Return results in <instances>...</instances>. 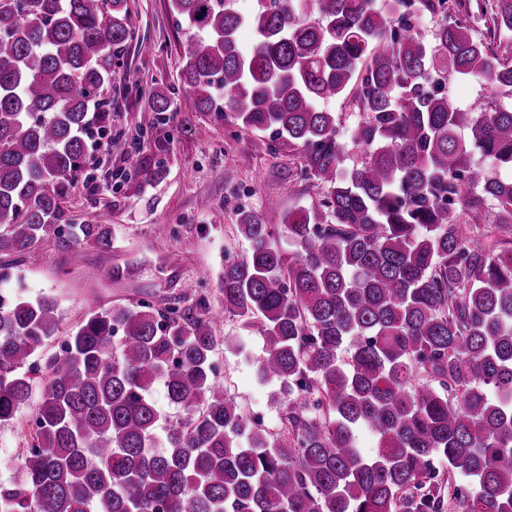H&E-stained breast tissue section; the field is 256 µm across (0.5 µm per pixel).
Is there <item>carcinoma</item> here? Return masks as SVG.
<instances>
[{"label":"carcinoma","mask_w":512,"mask_h":512,"mask_svg":"<svg viewBox=\"0 0 512 512\" xmlns=\"http://www.w3.org/2000/svg\"><path fill=\"white\" fill-rule=\"evenodd\" d=\"M170 2L197 111L270 133L315 199L282 215L289 253L239 212L250 251L224 263L221 310L189 281L184 308L89 311L35 403L32 359L61 313L1 295L0 424L32 405L35 428L0 512H512V51L448 18V0H417L440 16L428 42L393 28L406 0H257L250 15ZM472 8L512 32V0ZM132 37L127 0H0V254L20 260L49 237L111 247L104 224H59V201L86 158L93 92ZM450 77L489 85L480 111L448 100ZM347 98L364 112L348 144L319 108ZM351 149L361 161L345 169ZM128 166L135 194L163 175L137 154ZM226 312L264 338L276 433L215 380L216 348H233L213 332ZM156 381L180 421L152 400Z\"/></svg>","instance_id":"1"}]
</instances>
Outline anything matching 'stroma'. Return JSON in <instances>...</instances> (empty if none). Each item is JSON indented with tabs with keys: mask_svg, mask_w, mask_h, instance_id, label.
I'll return each mask as SVG.
<instances>
[{
	"mask_svg": "<svg viewBox=\"0 0 512 512\" xmlns=\"http://www.w3.org/2000/svg\"><path fill=\"white\" fill-rule=\"evenodd\" d=\"M135 37L124 52L112 84L100 99L108 106L104 136L89 138V151L77 181L61 203L63 219L81 224L91 219L112 230V246L84 243L79 252L58 251L43 241L21 264L10 269L9 289L29 299L51 297L65 318L38 356L39 364L61 354L64 343L86 313L112 306L134 307L146 300L155 308L173 305L184 282L193 280L211 308H220L219 275L225 256H243L248 242L238 231L239 210L258 212L273 225L280 245L288 231L282 210L309 205L301 181L291 180L297 157L268 150V135L253 134L234 120L197 111L181 87L188 35L169 0H128ZM172 88L164 116L148 106L160 87ZM141 155L162 162V178L137 196L126 194L120 174L133 141ZM276 199L278 208L267 206ZM120 277H111L112 268ZM215 335L240 344L242 353L217 350L216 378L242 410L260 417L264 428L281 426L274 387L257 375L262 337L225 315ZM32 409L0 425V483L20 476L18 453L31 444Z\"/></svg>",
	"mask_w": 512,
	"mask_h": 512,
	"instance_id": "1",
	"label": "stroma"
}]
</instances>
